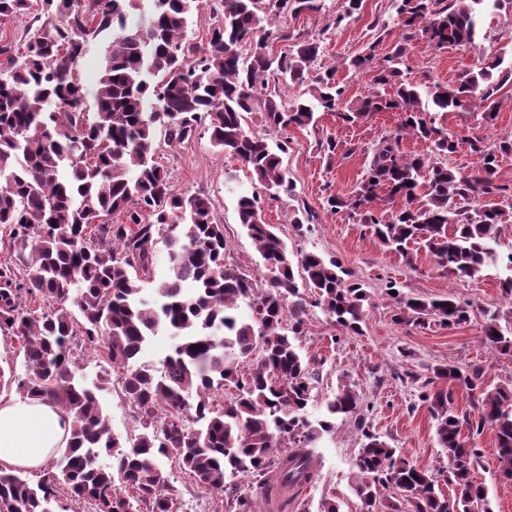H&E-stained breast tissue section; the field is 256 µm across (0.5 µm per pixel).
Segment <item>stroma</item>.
I'll return each instance as SVG.
<instances>
[{
	"label": "stroma",
	"instance_id": "stroma-1",
	"mask_svg": "<svg viewBox=\"0 0 512 512\" xmlns=\"http://www.w3.org/2000/svg\"><path fill=\"white\" fill-rule=\"evenodd\" d=\"M346 8V0H322L320 11L285 15L272 23L273 28L316 41L323 63H339L336 79L346 104H356L374 91L376 69L403 43L408 46L403 74L422 87L455 82L478 66L475 51L437 50L418 35L404 42L396 0H362L360 11L350 17ZM357 57L364 58V65L352 66ZM498 102L492 122H485L481 110L463 108L436 113V124L462 137L482 138L487 146L498 145L512 140V81L503 86ZM315 119L314 125L291 126L274 134V141L287 145L283 161L295 191L278 199L261 194L262 214L289 250L339 260L351 278L370 291L371 304L358 335L331 322L321 308L308 310L306 334L297 343L319 375L309 414L318 417L324 402L345 383L360 402L357 414L337 417L333 431L316 440L313 459L318 477L292 498L288 512H320L327 501L336 502L340 512H360L353 491V463L366 434L401 449L417 466L440 474L447 471L448 458L438 445L435 423L423 400L424 394L443 386L433 377L436 366H480L492 385L512 380V353L497 351L483 339L489 314H497L502 330L512 329V298L503 294L496 269L485 270L479 278L448 276L427 249L413 244L407 254L396 253L383 247L363 225L327 209L328 196L348 195L356 188L374 145L398 127L401 113L377 112L352 125L342 123L333 112H316ZM159 161L169 175L171 193L202 191L211 197L216 220L224 226L225 264L260 276L261 257L236 214L238 196L256 189L250 172L219 153L203 125L189 141L161 146ZM304 208L312 217L300 233L291 219ZM391 281L414 298L454 296L468 305L470 318L450 328L435 322L423 328L394 324L392 303L385 294ZM101 404L113 433L129 440L140 434L120 376H113ZM472 444L480 450L475 477L487 488L493 512H512V480L502 474L493 431L484 429ZM161 467L178 493L180 512H225L223 493L198 488L171 461H162Z\"/></svg>",
	"mask_w": 512,
	"mask_h": 512
}]
</instances>
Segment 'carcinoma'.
<instances>
[{
  "instance_id": "cac0c4a2",
  "label": "carcinoma",
  "mask_w": 512,
  "mask_h": 512,
  "mask_svg": "<svg viewBox=\"0 0 512 512\" xmlns=\"http://www.w3.org/2000/svg\"><path fill=\"white\" fill-rule=\"evenodd\" d=\"M21 44L0 42V224L9 225L14 260L0 265V331L22 341L24 375L0 366V388L16 386L23 398L57 405L70 419V437L53 470L36 483L22 471L0 468V512H56L59 498L89 505V512H178L175 489L159 464L164 457L200 487H231L233 512H259L242 483L295 489L315 478L311 445L333 431L338 415L356 412L349 385L327 401L314 421L307 408L317 381L295 338L304 333L307 303L322 308L349 333L361 332L369 300L363 285L344 278L338 260L314 252L292 253L264 222L257 196L237 200L239 224L255 242L267 275L258 282L224 263V225L211 198L175 196L158 165L157 129L171 145L207 124L211 142L238 160L272 195L295 190L268 132L307 127L314 105L355 123L374 112L398 111L401 125L376 144L365 179L349 196L327 198L336 214L367 227L389 249L406 254L418 244L439 267L474 278L493 267L506 271L502 291L512 297V253L498 251L507 214L495 195L498 154L467 139L481 159L474 175H462L432 159L402 151L406 137L431 144L433 156L454 154L460 138L435 126L423 99L439 111L474 105L493 117L501 83L512 78V53L484 54L477 71L448 87L423 92L399 68L403 50L387 58L374 77L393 93L373 92L355 108L340 107L336 67L321 66L318 43L264 29L263 21L318 11L320 0H152L141 27L125 18L142 0H41ZM31 0H0V25L30 8ZM210 7L215 22L204 47L185 37L189 16ZM512 8V0H401L398 14L408 37L421 35L436 49L477 50L487 14ZM112 34L96 91L97 111H84L76 71L89 41ZM293 39L275 54L270 39ZM275 75L285 84L312 79L315 103L283 101L267 88ZM264 113L267 132L246 128V114ZM166 243L169 275L145 294L155 236ZM394 301L393 322L446 326L467 322V307L453 296ZM72 301L79 311L66 307ZM250 315H238L241 305ZM492 318L484 340L512 351ZM165 330L174 340L156 368L139 362L149 337ZM122 375V389L143 432L125 446L104 416L97 393L112 373L87 381L76 375L77 337ZM255 358L252 370L240 363ZM434 377L466 390L478 418L457 415L452 392L427 397L438 444L448 457L440 474L410 463L379 437L355 460L354 492L361 512H491L474 476L478 449L461 440L463 425L479 435L490 428L496 452L512 477V381L493 388L479 366L440 365ZM231 398L219 407L220 392ZM192 423H187V420ZM289 443L285 455L275 449ZM391 489L386 497L381 490Z\"/></svg>"
}]
</instances>
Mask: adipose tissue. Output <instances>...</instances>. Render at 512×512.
<instances>
[{
  "mask_svg": "<svg viewBox=\"0 0 512 512\" xmlns=\"http://www.w3.org/2000/svg\"><path fill=\"white\" fill-rule=\"evenodd\" d=\"M70 421L56 405L15 397L0 399V466H43L65 447Z\"/></svg>",
  "mask_w": 512,
  "mask_h": 512,
  "instance_id": "obj_1",
  "label": "adipose tissue"
}]
</instances>
